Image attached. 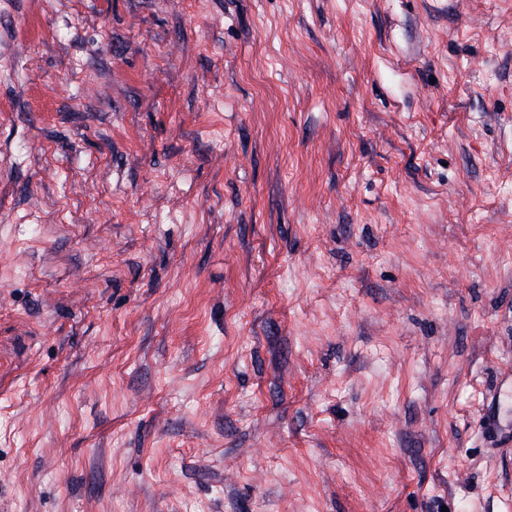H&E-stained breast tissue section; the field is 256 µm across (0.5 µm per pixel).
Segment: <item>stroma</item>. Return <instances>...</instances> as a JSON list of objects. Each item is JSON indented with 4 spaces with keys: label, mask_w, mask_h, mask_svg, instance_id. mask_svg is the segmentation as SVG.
Returning <instances> with one entry per match:
<instances>
[{
    "label": "stroma",
    "mask_w": 512,
    "mask_h": 512,
    "mask_svg": "<svg viewBox=\"0 0 512 512\" xmlns=\"http://www.w3.org/2000/svg\"><path fill=\"white\" fill-rule=\"evenodd\" d=\"M0 512H512V0H0Z\"/></svg>",
    "instance_id": "stroma-1"
}]
</instances>
